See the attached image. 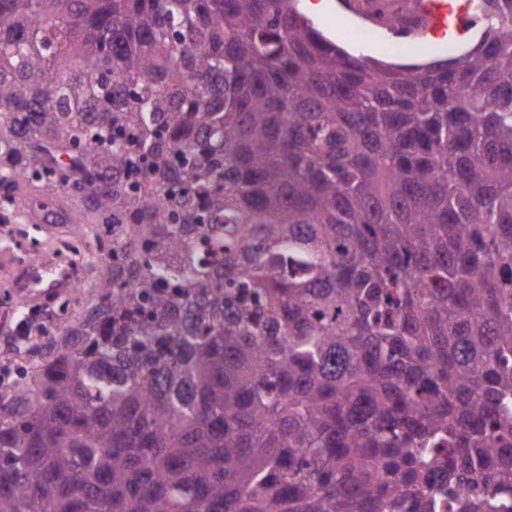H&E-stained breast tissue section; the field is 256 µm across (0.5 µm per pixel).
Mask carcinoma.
<instances>
[{"mask_svg": "<svg viewBox=\"0 0 512 512\" xmlns=\"http://www.w3.org/2000/svg\"><path fill=\"white\" fill-rule=\"evenodd\" d=\"M295 2L0 0V224L104 262L0 355V512H512V0L401 70Z\"/></svg>", "mask_w": 512, "mask_h": 512, "instance_id": "carcinoma-1", "label": "carcinoma"}]
</instances>
